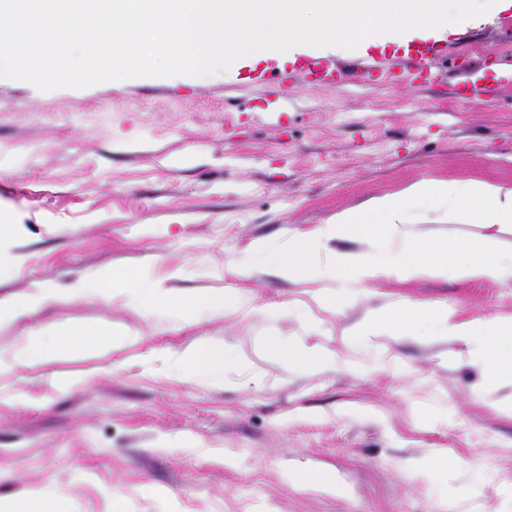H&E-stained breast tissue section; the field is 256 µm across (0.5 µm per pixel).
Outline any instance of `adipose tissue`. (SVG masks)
Returning a JSON list of instances; mask_svg holds the SVG:
<instances>
[{"label":"adipose tissue","mask_w":512,"mask_h":512,"mask_svg":"<svg viewBox=\"0 0 512 512\" xmlns=\"http://www.w3.org/2000/svg\"><path fill=\"white\" fill-rule=\"evenodd\" d=\"M430 224H480L484 236L460 240L447 245L431 240H416L408 235V227L416 219ZM512 227V187L499 186L481 180L416 181L400 192L374 198L356 211L337 214L331 223L294 235L287 246L277 248L266 242L251 243L249 254L263 258L277 275H304L326 283L325 291L315 295L319 309H335L340 300L339 289L361 288L381 279L409 281L422 275L455 276L467 281H502L512 276V255L493 249L495 231ZM334 238H364L386 244L378 257H358L339 253L328 262L318 256L328 240ZM85 297H122L133 304H144L179 320L188 322L202 314L221 316L233 311H246L243 299L220 294L196 296L177 295L141 273L113 272L111 277L81 283L69 292L53 286L35 289L18 300H0V320H13L32 308L62 299L63 295ZM437 320L445 335L465 339L474 344L476 356L484 369V385L492 389L503 380H512V356L496 354L492 345L497 337H512V316L498 315L481 321L460 320L447 310L435 309L410 302H394L376 309L355 327L353 336L368 339L384 333L404 335L417 324ZM44 341L33 342L19 350L14 361L24 364L50 359L56 346L75 339L82 340L90 352L102 354L126 347L131 336L111 329L91 332L79 327L48 326ZM231 352L202 344L185 353L181 375L192 379L207 378L213 385L224 383L225 365L234 363Z\"/></svg>","instance_id":"ef3b65f1"}]
</instances>
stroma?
Wrapping results in <instances>:
<instances>
[{
  "mask_svg": "<svg viewBox=\"0 0 512 512\" xmlns=\"http://www.w3.org/2000/svg\"><path fill=\"white\" fill-rule=\"evenodd\" d=\"M474 67L490 80L477 106L455 99ZM437 69L421 87H329L287 63L272 86L220 72L51 92L0 82V264L14 269L1 299L142 269L251 308L186 325L76 297L0 323V512L53 488L65 512H111L117 497L124 512H512V383L486 390L471 344L432 321L412 336L350 334L393 301L512 314V279H382L306 317L294 307L320 284L224 270L252 241L287 245L418 180L512 186V88L494 82L512 69V11L449 36ZM274 94L287 111H259ZM51 324L135 341L13 365ZM276 339L331 349L336 365L297 367ZM203 342L238 357L223 386L180 375ZM437 454L447 464L411 469ZM297 469L329 471L342 494L293 487Z\"/></svg>",
  "mask_w": 512,
  "mask_h": 512,
  "instance_id": "obj_1",
  "label": "stroma"
}]
</instances>
